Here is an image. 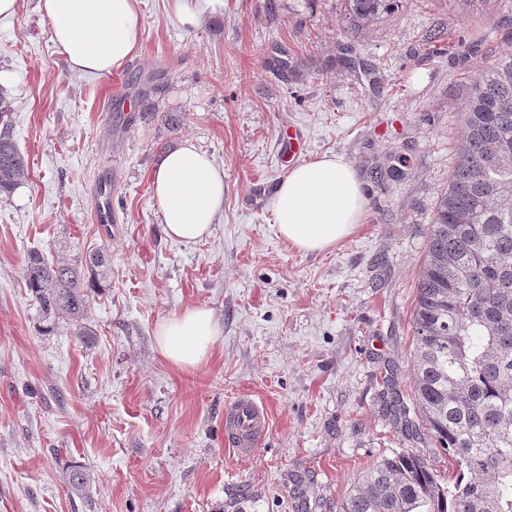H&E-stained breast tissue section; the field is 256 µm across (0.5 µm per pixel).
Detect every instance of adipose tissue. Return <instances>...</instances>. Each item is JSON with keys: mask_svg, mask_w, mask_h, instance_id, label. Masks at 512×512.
I'll use <instances>...</instances> for the list:
<instances>
[{"mask_svg": "<svg viewBox=\"0 0 512 512\" xmlns=\"http://www.w3.org/2000/svg\"><path fill=\"white\" fill-rule=\"evenodd\" d=\"M53 43L76 70L108 74L122 68L141 41L140 0H40ZM165 233L190 243L209 235L224 205V168L186 140L167 152L152 174ZM363 184L336 154L295 165L275 188L279 236L297 251L323 252L351 235L363 217ZM220 333L204 306L161 320L160 355L179 369L206 363Z\"/></svg>", "mask_w": 512, "mask_h": 512, "instance_id": "ef3b65f1", "label": "adipose tissue"}]
</instances>
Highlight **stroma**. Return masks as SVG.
Instances as JSON below:
<instances>
[{
    "label": "stroma",
    "instance_id": "35a3bbf8",
    "mask_svg": "<svg viewBox=\"0 0 512 512\" xmlns=\"http://www.w3.org/2000/svg\"><path fill=\"white\" fill-rule=\"evenodd\" d=\"M39 0L0 17V88L28 176L0 196V512H341L353 481L406 450L439 474L429 439L383 406L391 375L412 401L413 311L434 210L448 188L478 77L512 53V0H397L351 25L347 0H226L194 30L143 0L121 69L71 70ZM155 86L142 105L128 77ZM302 160L358 171L361 224L304 254L277 234L271 198ZM191 139L224 167V208L195 243L168 238L151 174ZM109 181L115 227L92 221ZM107 275L82 322L44 333L30 253ZM221 333L194 370L168 364L154 330L187 308ZM92 331L81 339L79 328ZM248 394L271 416L253 454L226 444L224 408ZM95 481L66 482L73 464Z\"/></svg>",
    "mask_w": 512,
    "mask_h": 512
}]
</instances>
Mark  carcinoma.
Returning a JSON list of instances; mask_svg holds the SVG:
<instances>
[{"instance_id":"obj_1","label":"carcinoma","mask_w":512,"mask_h":512,"mask_svg":"<svg viewBox=\"0 0 512 512\" xmlns=\"http://www.w3.org/2000/svg\"><path fill=\"white\" fill-rule=\"evenodd\" d=\"M390 0H349L356 23ZM28 176L0 93V194ZM27 288L44 320L83 319L94 284L79 269L30 255ZM413 387L419 421L451 458L444 478L408 451L383 457L354 480L342 512H512V57L482 76L448 190L438 199L413 311ZM86 467L68 484L89 488Z\"/></svg>"}]
</instances>
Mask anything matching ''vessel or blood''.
Returning a JSON list of instances; mask_svg holds the SVG:
<instances>
[{"instance_id": "vessel-or-blood-1", "label": "vessel or blood", "mask_w": 512, "mask_h": 512, "mask_svg": "<svg viewBox=\"0 0 512 512\" xmlns=\"http://www.w3.org/2000/svg\"><path fill=\"white\" fill-rule=\"evenodd\" d=\"M94 220L99 224H113L117 221L112 199L107 188L103 186L95 192ZM268 429L267 409L252 396H240L224 410L225 435L239 455H251Z\"/></svg>"}]
</instances>
